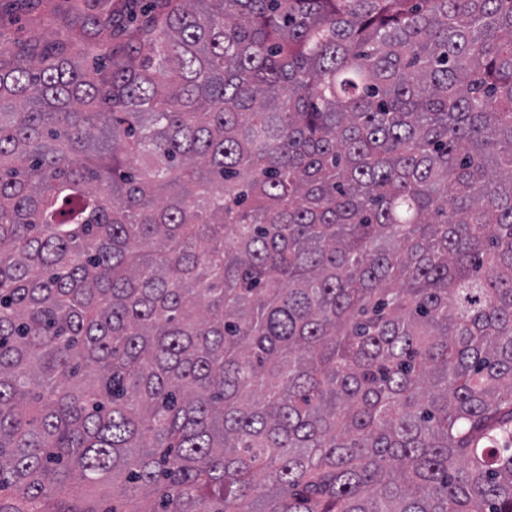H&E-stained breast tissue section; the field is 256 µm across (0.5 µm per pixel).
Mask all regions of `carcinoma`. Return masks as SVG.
Here are the masks:
<instances>
[{"label": "carcinoma", "instance_id": "carcinoma-1", "mask_svg": "<svg viewBox=\"0 0 512 512\" xmlns=\"http://www.w3.org/2000/svg\"><path fill=\"white\" fill-rule=\"evenodd\" d=\"M0 42V512H512V0H153Z\"/></svg>", "mask_w": 512, "mask_h": 512}]
</instances>
